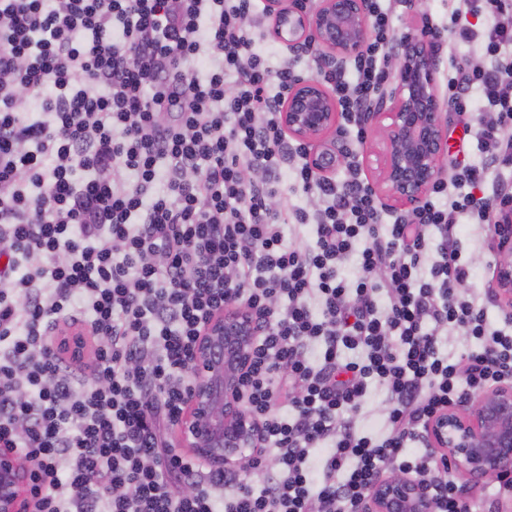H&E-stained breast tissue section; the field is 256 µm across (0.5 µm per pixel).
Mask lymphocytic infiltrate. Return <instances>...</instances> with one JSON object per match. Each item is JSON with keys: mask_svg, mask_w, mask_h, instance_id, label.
I'll return each instance as SVG.
<instances>
[{"mask_svg": "<svg viewBox=\"0 0 512 512\" xmlns=\"http://www.w3.org/2000/svg\"><path fill=\"white\" fill-rule=\"evenodd\" d=\"M448 6L425 32L483 45L480 63L449 54L445 94L458 118L487 101V158L389 219L358 164L323 180L283 134L298 74L270 65L259 0H0V448L31 465L36 512H360L395 470L428 482L437 512H468L432 480L424 431L512 382V309L489 321L457 235L512 217V0ZM367 8L364 50L325 76L353 128L397 39L392 10ZM288 164L314 209L276 204ZM231 304L260 329L243 393L259 489L166 436L197 339ZM458 329L479 346L451 358L439 335ZM374 385L385 420L367 430Z\"/></svg>", "mask_w": 512, "mask_h": 512, "instance_id": "lymphocytic-infiltrate-1", "label": "lymphocytic infiltrate"}]
</instances>
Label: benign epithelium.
Masks as SVG:
<instances>
[{"label": "benign epithelium", "mask_w": 512, "mask_h": 512, "mask_svg": "<svg viewBox=\"0 0 512 512\" xmlns=\"http://www.w3.org/2000/svg\"><path fill=\"white\" fill-rule=\"evenodd\" d=\"M270 35L296 51L312 50L323 71H334L360 54L370 30L366 0H265ZM395 75L364 114V125L380 132V149L367 166L372 187L393 205L412 210L443 180L448 153V107L437 80L431 41L402 37L393 56ZM288 137L309 148L311 166L329 178L342 159L336 100L320 78L295 81L281 108ZM494 295L512 306V223L495 225ZM256 332L249 311L231 305L199 336L192 383L179 444L198 462L236 469L257 447L261 425L242 405V380ZM429 447L442 465L475 483L512 473V385L476 393L461 406L433 415L426 425ZM31 468L11 449H0V512H35ZM363 512H436L426 486L399 473L371 483Z\"/></svg>", "instance_id": "obj_1"}]
</instances>
